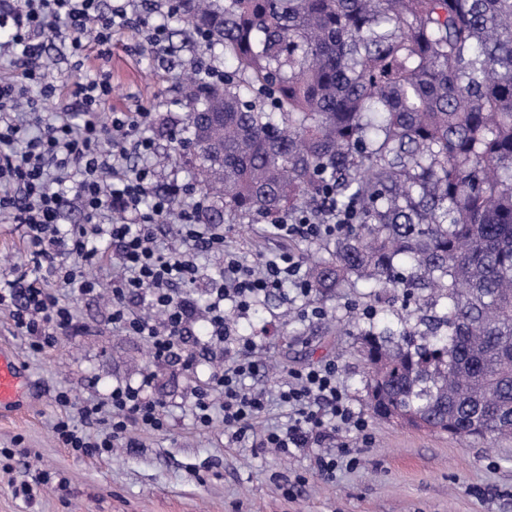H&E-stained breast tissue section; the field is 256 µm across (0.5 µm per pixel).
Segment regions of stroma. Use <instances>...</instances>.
I'll return each mask as SVG.
<instances>
[{
	"label": "stroma",
	"instance_id": "1",
	"mask_svg": "<svg viewBox=\"0 0 512 512\" xmlns=\"http://www.w3.org/2000/svg\"><path fill=\"white\" fill-rule=\"evenodd\" d=\"M166 45L173 63L169 70L133 40L114 44L105 61L93 56L77 61L60 40L48 48L58 79L71 85L103 68L112 75L113 110L153 108L151 161L163 187L191 179L181 164L163 161L172 144L170 131L184 127L185 112L172 101L192 62L209 54L224 58L222 50L183 45L172 35ZM224 234L228 248L248 264L288 252L299 258L313 251L324 255L330 246L326 240L295 243L274 237L258 217L225 225ZM27 260L25 226L0 223V279ZM197 264L198 281L179 289L197 308L183 342L195 357L189 368L178 359H155L142 337L113 329L111 309L102 299L70 288L63 294L74 309L73 325L39 354L15 328L10 308L0 307V348L15 355L30 381L17 405L0 410V448L15 451L11 460L0 457V512H512V439L462 442L373 419L364 436L338 428L337 441L362 454L355 466L339 465L327 479L316 460L330 452V445L280 454L255 448L249 438L227 443L221 417L210 427L197 425L194 391L217 367L241 357L237 347L212 345L205 335L210 279L224 258L203 254ZM391 318L388 303L375 300L362 284L305 297L291 289L275 292L248 313H234L237 331L253 341L255 356L278 364L248 381L268 395L259 428L286 424L288 408L278 393L289 371L325 363L335 364L352 409L364 413L367 366L358 336L370 321ZM125 384L143 386L147 398L164 403L165 431L131 427L128 441L99 456L77 454L58 441L53 427L60 418H78L86 402L106 399L113 387ZM62 391L71 397L69 406L56 401ZM37 474L49 475V484L32 503L16 498L15 486ZM61 480L67 490H58Z\"/></svg>",
	"mask_w": 512,
	"mask_h": 512
}]
</instances>
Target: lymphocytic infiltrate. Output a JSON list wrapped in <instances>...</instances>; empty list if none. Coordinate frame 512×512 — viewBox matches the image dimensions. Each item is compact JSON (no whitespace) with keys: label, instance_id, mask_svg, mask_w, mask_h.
<instances>
[{"label":"lymphocytic infiltrate","instance_id":"f902f5d3","mask_svg":"<svg viewBox=\"0 0 512 512\" xmlns=\"http://www.w3.org/2000/svg\"><path fill=\"white\" fill-rule=\"evenodd\" d=\"M65 37L75 54L90 50L100 57L111 54L113 42L130 39L159 59L167 41L165 26L138 15L133 0H112L105 11L96 0H12L0 10V57L20 55L15 70L0 74V222L26 227L33 263L0 281V305L14 306L16 329L30 337L31 349L38 353L73 324L59 287L74 284L83 294L104 293L111 302L113 327L148 339L154 356L167 358L178 353L195 314L190 302L175 294V285L195 282L196 252L223 254L224 270L212 283L207 307L209 342L236 344L247 357L225 365L194 392L193 416L205 426L214 411H221L225 436L241 441L265 412V393L242 386L261 364L250 357L252 341L227 321L224 303L232 301L244 311L259 297L289 285L308 294L301 266L289 253L245 264L225 250L222 231L201 221L196 203L179 214L180 250L162 252L156 230L166 221L171 198L152 190L157 172L147 159L153 141L140 134L152 114L143 108L111 111L112 80L106 72L72 86L49 82L48 46ZM63 95L78 99L79 112L64 106L43 117V101ZM75 205L83 221L61 233L60 221ZM340 230L332 213L320 224L302 216L270 227L279 238L301 242ZM105 234L121 255L120 268H112L96 245ZM65 255L77 259V266H64ZM91 267L96 276H88ZM130 295L149 296L164 316L163 326L133 314L126 306ZM279 397L289 408L288 423L265 429L259 447L286 453L329 439L340 424L358 432L367 427L366 419L346 402L335 364L292 373ZM80 414L77 425L58 420L55 433L82 455L112 448L125 438L130 424L155 431L166 424L163 405L131 385L114 387L107 400L82 406Z\"/></svg>","mask_w":512,"mask_h":512}]
</instances>
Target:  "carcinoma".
Segmentation results:
<instances>
[{
    "label": "carcinoma",
    "instance_id": "carcinoma-1",
    "mask_svg": "<svg viewBox=\"0 0 512 512\" xmlns=\"http://www.w3.org/2000/svg\"><path fill=\"white\" fill-rule=\"evenodd\" d=\"M224 48L181 86L205 217L349 211L315 292H399L360 333L368 410L457 439L512 436V0H182ZM419 316L408 311L410 301Z\"/></svg>",
    "mask_w": 512,
    "mask_h": 512
}]
</instances>
